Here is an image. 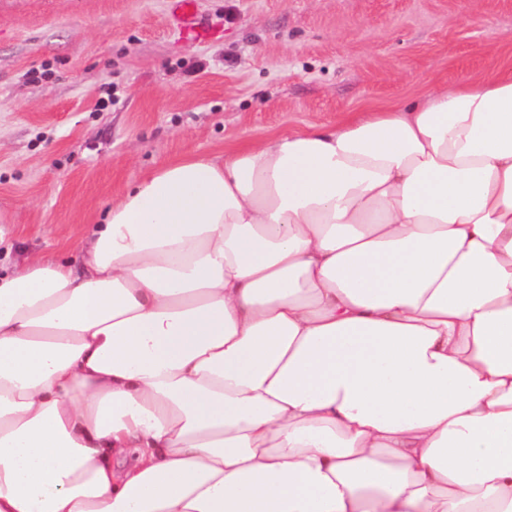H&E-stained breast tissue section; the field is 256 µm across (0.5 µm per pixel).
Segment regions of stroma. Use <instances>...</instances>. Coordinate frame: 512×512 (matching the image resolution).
I'll use <instances>...</instances> for the list:
<instances>
[{"mask_svg": "<svg viewBox=\"0 0 512 512\" xmlns=\"http://www.w3.org/2000/svg\"><path fill=\"white\" fill-rule=\"evenodd\" d=\"M0 0V271L79 261L129 184L512 71V0ZM171 2L172 18L184 32L194 37L207 34L206 29L200 27L196 21V0H171Z\"/></svg>", "mask_w": 512, "mask_h": 512, "instance_id": "35a3bbf8", "label": "stroma"}]
</instances>
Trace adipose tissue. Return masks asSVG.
I'll return each instance as SVG.
<instances>
[{
	"label": "adipose tissue",
	"mask_w": 512,
	"mask_h": 512,
	"mask_svg": "<svg viewBox=\"0 0 512 512\" xmlns=\"http://www.w3.org/2000/svg\"><path fill=\"white\" fill-rule=\"evenodd\" d=\"M0 512H512V72L169 162L1 275Z\"/></svg>",
	"instance_id": "ef3b65f1"
}]
</instances>
